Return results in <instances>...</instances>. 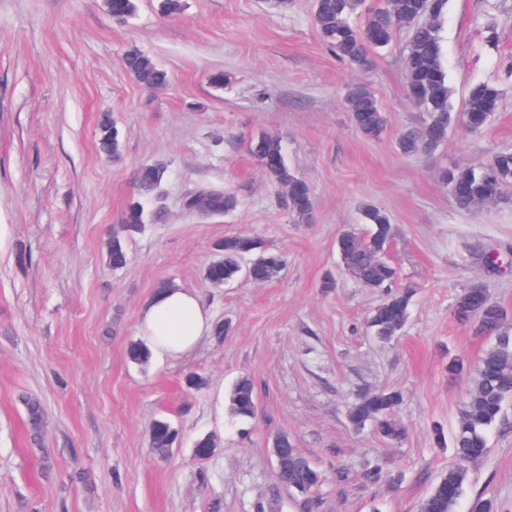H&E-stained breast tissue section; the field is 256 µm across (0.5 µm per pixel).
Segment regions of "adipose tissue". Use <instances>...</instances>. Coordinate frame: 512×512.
Listing matches in <instances>:
<instances>
[{"label": "adipose tissue", "mask_w": 512, "mask_h": 512, "mask_svg": "<svg viewBox=\"0 0 512 512\" xmlns=\"http://www.w3.org/2000/svg\"><path fill=\"white\" fill-rule=\"evenodd\" d=\"M210 329L198 295L179 287L155 293L137 322L138 335L159 361L188 354Z\"/></svg>", "instance_id": "1"}]
</instances>
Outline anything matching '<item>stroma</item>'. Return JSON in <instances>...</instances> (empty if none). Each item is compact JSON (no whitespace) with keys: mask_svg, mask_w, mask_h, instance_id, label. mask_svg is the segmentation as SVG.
<instances>
[{"mask_svg":"<svg viewBox=\"0 0 512 512\" xmlns=\"http://www.w3.org/2000/svg\"><path fill=\"white\" fill-rule=\"evenodd\" d=\"M182 3L168 17L159 0H138L119 23L105 0H0V512H256L260 502L265 512H419L452 460L433 430L451 432L472 387L471 375L449 378L448 363L476 364L491 344L454 318V300L480 282L512 313V205L459 209L438 178L512 150V0H448L441 35L453 108L480 81L497 82L502 101L482 132L456 123L426 157L395 146L424 120L403 76L407 30L361 74L322 43L312 0L285 12L263 0ZM132 48L169 71L165 90H145L124 70ZM216 69L232 76L219 91L208 84ZM359 80L386 115L376 140L357 133L343 103ZM105 113L122 133L115 160L97 151ZM262 131L280 136L308 182L310 220L289 212L250 155ZM151 162L167 173L143 198L136 175ZM212 186L237 197L233 212L181 210L184 194ZM135 200L144 226L127 239L128 265L114 271L106 243ZM365 203L391 216L385 257L394 288L410 295L408 320L388 342L366 327L383 291L344 271L336 252ZM242 232L281 254L283 272L262 287H209L215 243ZM23 251L30 260L19 261ZM328 275L336 286L327 291ZM163 281L196 292L229 331L179 359L137 364L128 346ZM192 374L202 388L187 389ZM244 375L258 413L237 421L222 402ZM379 389L404 395L401 441L347 420L357 395ZM28 398L43 407L38 440ZM161 417L179 431L166 459L149 447ZM279 433L322 471L314 491L277 483ZM204 434L218 446L201 460L193 444ZM488 446L469 465L455 512L478 496L512 512V402ZM375 465L390 483L367 480Z\"/></svg>","mask_w":512,"mask_h":512,"instance_id":"obj_1","label":"stroma"}]
</instances>
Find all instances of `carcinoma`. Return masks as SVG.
<instances>
[{"instance_id":"1","label":"carcinoma","mask_w":512,"mask_h":512,"mask_svg":"<svg viewBox=\"0 0 512 512\" xmlns=\"http://www.w3.org/2000/svg\"><path fill=\"white\" fill-rule=\"evenodd\" d=\"M447 0H382L375 8H365V0H314L313 22L323 42L342 61L354 69L367 72L374 64V53L393 42L397 30L409 32L403 51V73L406 86L418 89L414 105L425 113L419 127L402 132L397 146L407 155L433 154L448 138V128L461 116L465 125L483 129L499 111L501 90L492 82L472 85L460 113L453 112L452 90L442 62L440 21ZM107 11L114 19L128 20L137 9L136 0H106ZM122 65L142 87L163 90L170 74L157 62L132 48L124 54ZM344 103L356 130L376 139L386 127V116L368 84L358 82L348 87ZM122 138L109 115H102L98 128V149L107 157L118 158ZM249 151L263 174L284 189L291 213L307 220L313 211V198L308 183L289 166L282 139L262 132L250 138ZM166 168L161 163L141 166L136 182L144 195L155 192L162 184ZM441 181L455 204L470 210L484 198H496L498 204L512 202V151H501L479 166H454L439 172ZM185 212L228 214L235 210L237 198L219 187L201 188L185 194ZM144 208L134 201L125 209L122 224L113 232L106 248V264L113 270L128 263L126 234L138 231L144 223ZM361 216L366 230L349 228L337 239V249L344 269L367 288H386L395 277L394 268L385 260L393 227L386 210L374 204L362 206ZM215 258L208 264L204 280L221 288L243 275L242 261L252 257L248 282L263 285L276 279L284 261L276 253L263 249L261 240L250 234L228 236L215 245ZM410 297L406 292H388L374 308L368 328L378 339L388 341L399 334L409 315ZM463 324L473 326L475 333L494 338L493 345L478 359L468 400L461 409L452 433L454 460L435 482L421 504V512H454L468 479V464L488 452L487 430L501 417L504 403L512 400V314L492 300L488 290L477 283L464 289L453 307ZM404 400L398 390L383 389L358 396L348 407L347 419L355 429L362 428L374 416L378 433L396 441L402 430L395 413ZM31 434L40 435L43 409L36 399L25 401ZM230 416L247 419L257 412V398L248 377L239 378L226 399ZM178 430L165 418L155 420L149 431V445L161 458L171 456ZM288 470V490L300 488L311 492L321 482L317 467L302 456L286 433L279 435ZM217 441L211 435L197 438L194 452L201 459L211 457Z\"/></svg>"}]
</instances>
